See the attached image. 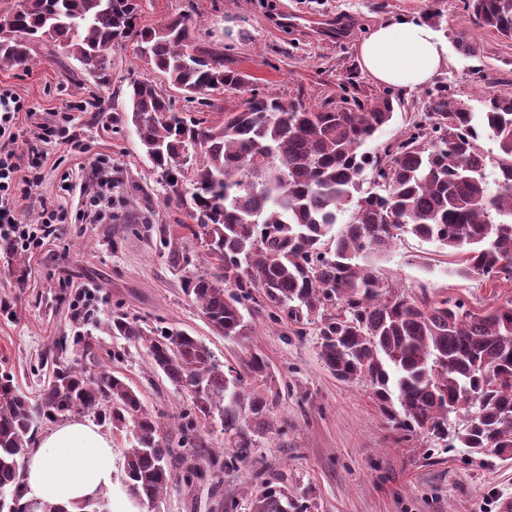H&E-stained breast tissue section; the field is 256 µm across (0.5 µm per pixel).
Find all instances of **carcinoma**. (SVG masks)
<instances>
[{
    "mask_svg": "<svg viewBox=\"0 0 512 512\" xmlns=\"http://www.w3.org/2000/svg\"><path fill=\"white\" fill-rule=\"evenodd\" d=\"M471 24L512 40V0H466ZM195 6L161 23L140 21V0H14L0 6V67H26L37 43L60 46L86 61L132 41L139 60L160 73L128 84V112L142 148L162 173L164 201L182 207L188 234L171 240L157 228L174 266L192 264L190 241L207 247L209 270L185 279V292L210 327L230 339L249 336L243 310L251 301L270 317L317 327L318 355L337 379L361 381L392 427L425 430L472 455L512 459V300L470 308L445 296L412 297L384 284L371 256L411 234L437 241L463 272L489 285L512 282V94L484 98L481 122L441 87L404 135L375 152L364 150L392 120L390 95L325 99H244L214 123L175 107L214 106L208 93L238 92L246 75L206 41L192 19ZM22 33L25 41L15 39ZM498 145L492 161L479 141ZM196 167L180 187L182 168ZM372 184L371 189L364 183ZM344 230L336 232V225ZM107 331L141 346L154 369L190 398L182 413L189 454L160 437L161 416L138 390L98 368L90 342L59 337L40 394L33 400L0 373V512H28L21 502V460L42 427L91 415L101 425L136 430L125 454L126 486L154 504L175 479L192 486L250 458L270 423L279 391L259 395L247 378H269L259 353L241 372L220 365L198 338L150 326L117 312ZM200 419L218 424L230 452L218 455L194 436ZM76 512H110L105 496ZM281 474L263 482L251 512H310Z\"/></svg>",
    "mask_w": 512,
    "mask_h": 512,
    "instance_id": "1",
    "label": "carcinoma"
}]
</instances>
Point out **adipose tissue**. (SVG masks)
Returning <instances> with one entry per match:
<instances>
[{"mask_svg": "<svg viewBox=\"0 0 512 512\" xmlns=\"http://www.w3.org/2000/svg\"><path fill=\"white\" fill-rule=\"evenodd\" d=\"M377 84L413 90L448 66V46L426 21L408 16L374 25L357 47ZM112 442L81 420L57 425L23 461L22 497L70 506L112 485Z\"/></svg>", "mask_w": 512, "mask_h": 512, "instance_id": "obj_1", "label": "adipose tissue"}]
</instances>
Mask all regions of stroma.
Segmentation results:
<instances>
[{"label":"stroma","instance_id":"stroma-1","mask_svg":"<svg viewBox=\"0 0 512 512\" xmlns=\"http://www.w3.org/2000/svg\"><path fill=\"white\" fill-rule=\"evenodd\" d=\"M190 2L201 36L223 46L225 57L247 74L243 94H300L309 104L385 93L399 99L392 121L371 141L374 149L398 139L426 102L423 89L388 90L362 72L357 45L380 21L441 11L437 30L449 44V62L433 86H447L476 115L483 110L482 92L512 93V46L474 28L464 0H142V19L161 22ZM461 35L479 41V56L457 49ZM31 55L28 69L0 67V85L34 111L68 115L79 145H43V181L17 198L24 223L38 222L43 199L64 207L71 221L23 258L0 252V372L10 373L18 391L37 396L43 378L35 367L56 336L87 335L98 362L136 387L148 410L164 413L161 434L177 440L178 416L189 398L151 367L144 349L103 329L118 310L153 326L186 330L222 364L238 368L251 352L261 353L279 390L271 428L253 458L224 474L216 492L207 482L190 488L174 482L155 505L142 503L125 486L124 456L134 432L110 431L113 478L106 495L115 512H218L220 499L235 503V512H251L262 480L277 473L307 495L312 512H504L503 503L512 500V459L473 458L466 449L439 448L425 435L392 428L366 386L340 381L324 368L314 326L274 322L256 312L248 340L211 330L184 291L186 271L173 267L167 250L143 229L147 222L163 225L178 237L189 218L165 204L133 126L118 120L129 81L149 75L133 45L112 50L102 81L51 45H33ZM100 154L111 156L117 178L112 221L85 224L79 214L92 188L86 166ZM378 265L390 284L432 300L456 297L474 307L492 291L479 277L461 275L446 248L409 234ZM78 304L90 316L87 324L70 320Z\"/></svg>","mask_w":512,"mask_h":512}]
</instances>
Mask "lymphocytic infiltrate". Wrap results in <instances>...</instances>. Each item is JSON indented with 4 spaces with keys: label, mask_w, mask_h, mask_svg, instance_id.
Here are the masks:
<instances>
[{
    "label": "lymphocytic infiltrate",
    "mask_w": 512,
    "mask_h": 512,
    "mask_svg": "<svg viewBox=\"0 0 512 512\" xmlns=\"http://www.w3.org/2000/svg\"><path fill=\"white\" fill-rule=\"evenodd\" d=\"M28 126H20V117ZM44 140L74 146L75 136L67 117L49 119L28 109L25 100L12 88L0 86V242L6 241L24 251L36 250L52 236L57 225L67 223V211L43 207L36 224L21 223L15 206L16 183L41 184L43 153L38 144ZM97 188L85 202L80 215L87 224L105 223L112 215V161L98 156L92 163Z\"/></svg>",
    "instance_id": "obj_1"
}]
</instances>
